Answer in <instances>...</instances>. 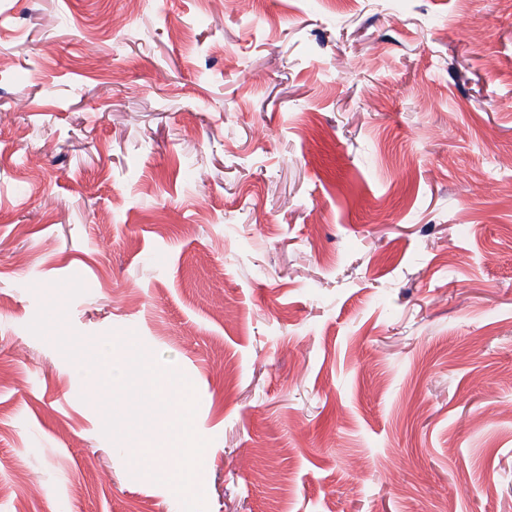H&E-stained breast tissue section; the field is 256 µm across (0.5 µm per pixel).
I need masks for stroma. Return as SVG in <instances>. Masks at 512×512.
<instances>
[{"label":"stroma","mask_w":512,"mask_h":512,"mask_svg":"<svg viewBox=\"0 0 512 512\" xmlns=\"http://www.w3.org/2000/svg\"><path fill=\"white\" fill-rule=\"evenodd\" d=\"M491 148L498 0H0V512H182L60 331L190 381L208 512H512Z\"/></svg>","instance_id":"1"}]
</instances>
